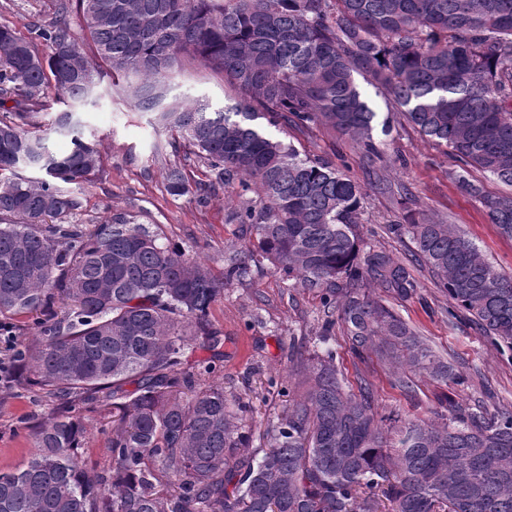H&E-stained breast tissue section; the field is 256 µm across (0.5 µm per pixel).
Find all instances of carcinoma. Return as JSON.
<instances>
[{
  "mask_svg": "<svg viewBox=\"0 0 512 512\" xmlns=\"http://www.w3.org/2000/svg\"><path fill=\"white\" fill-rule=\"evenodd\" d=\"M31 32L48 55L0 25V91L12 100L0 98V315H38L40 342L17 348L15 362L54 405L33 427L26 464L0 472V512H512V409L384 416L368 380L356 392L347 383L329 346L338 326L404 391L417 376L446 385L462 375L367 291L406 298L418 281L411 265L363 244L361 187L258 123L328 126L374 154L377 113L360 75L457 157L458 189L512 239V195L468 178L472 167L512 185V0H57ZM187 59L224 75L230 103L170 98ZM105 70L206 169L208 182L194 185L171 169L172 195L202 202L234 182L255 193L229 214L254 239L224 251L222 278L126 215L89 230L74 221L81 202L63 185L99 169L82 108ZM51 91L68 104L45 131L35 106ZM51 132L72 150L55 154ZM387 231L411 237L449 317L468 314L512 350L511 275L454 225L408 206ZM265 261L292 287L329 295L324 348L291 354L308 388L256 458L241 452L246 405L222 386L197 387L212 362L190 371L185 354L199 340L220 345L210 308ZM78 403L117 417L104 475L78 452Z\"/></svg>",
  "mask_w": 512,
  "mask_h": 512,
  "instance_id": "carcinoma-1",
  "label": "carcinoma"
}]
</instances>
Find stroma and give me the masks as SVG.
Masks as SVG:
<instances>
[{
    "instance_id": "stroma-1",
    "label": "stroma",
    "mask_w": 512,
    "mask_h": 512,
    "mask_svg": "<svg viewBox=\"0 0 512 512\" xmlns=\"http://www.w3.org/2000/svg\"><path fill=\"white\" fill-rule=\"evenodd\" d=\"M56 0H0V25L28 35L33 23L52 17ZM176 82L180 91L222 104L230 92L222 75L199 64H185ZM360 90L379 114L373 132L377 154H367L355 141L337 133L286 128L285 137L303 152L329 159L365 190L362 235L368 245L409 259L410 238L384 233L398 223V203L411 191L415 210L455 225L475 243L498 269L512 275V239L501 236L473 198L454 182L457 161L445 148L420 135L391 110L383 95L367 82ZM87 133L95 135L101 155L100 171L89 183L75 186L81 200L80 224H102L113 215L130 214L151 225L171 245L191 250L214 275L224 270V249L240 244L244 235L228 215L243 199L239 185L224 186L209 194L206 203L172 196L166 175L173 166L184 167L190 181L205 178V169L185 149L166 143L148 115L135 110L111 77L100 82V96L84 113ZM419 288L411 297L389 298L388 303L424 336L433 350L459 371L460 385L438 386L421 378L412 392L391 383L377 358L359 360L351 355L341 334L331 341L349 384L365 375L373 386L382 413L429 418L442 402L474 409L499 402L512 408V352L493 348L483 332L466 318L447 316L448 300L427 267H415ZM322 292L291 287L270 269L254 273L242 283L228 285L210 309L214 328L224 344L219 355L195 349L190 361L214 359L213 373L200 377L203 386H220L225 393L250 399L253 405L244 422L250 434L248 452L261 455L263 432L275 426L289 403L305 389L304 377L288 362L290 348L310 353L319 349L317 330L323 316ZM281 384L282 393L269 391V379ZM53 401L29 381H0V471L9 472L25 462L32 448L30 425L40 423ZM86 427L83 456L98 469H106L112 434V412L99 407L82 411Z\"/></svg>"
}]
</instances>
